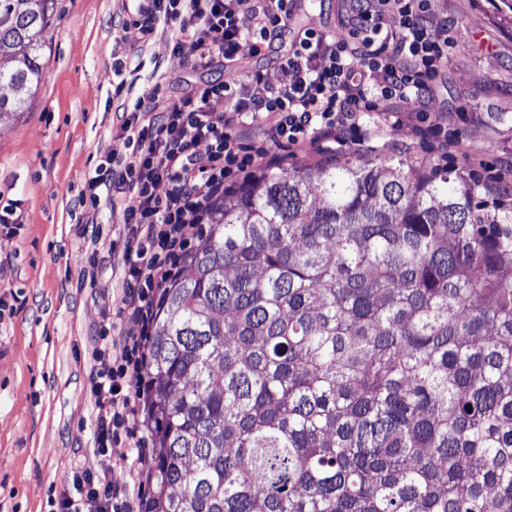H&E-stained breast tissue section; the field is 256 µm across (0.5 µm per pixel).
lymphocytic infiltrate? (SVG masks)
Returning <instances> with one entry per match:
<instances>
[{"mask_svg":"<svg viewBox=\"0 0 512 512\" xmlns=\"http://www.w3.org/2000/svg\"><path fill=\"white\" fill-rule=\"evenodd\" d=\"M287 0H148L143 28L175 29L191 39L197 60L234 59L242 40L257 38L270 47L284 29ZM394 27H386V16ZM350 40L304 33L279 67L283 81L272 87L253 77L247 82L208 85L192 98L159 103L157 92L139 97L122 130L132 150L128 156L106 157L111 183L91 178L93 200L123 197L125 238L115 265L124 284L123 304L140 320L152 313L153 290L170 274L189 244V231L224 191L226 178L258 162L241 142L244 125L263 114L275 115L267 137L271 148L309 142L340 144L349 129L374 132L368 122L379 104L392 101L401 111H421L448 57L447 32L428 25L425 0H354L348 17ZM230 101L216 111L218 100ZM206 144L207 159L196 149ZM167 183L166 195L156 188ZM91 358V386L97 397L94 437L97 447L111 451L127 431L126 408L141 379V345L130 339L117 344L99 337ZM133 455H120L121 475L134 478L149 469L153 457L144 440L133 441ZM120 475V477H121ZM74 470L64 480L56 512H135L127 482Z\"/></svg>","mask_w":512,"mask_h":512,"instance_id":"f902f5d3","label":"lymphocytic infiltrate"}]
</instances>
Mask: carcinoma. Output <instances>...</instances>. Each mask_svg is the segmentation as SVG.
Returning a JSON list of instances; mask_svg holds the SVG:
<instances>
[{
    "instance_id": "carcinoma-1",
    "label": "carcinoma",
    "mask_w": 512,
    "mask_h": 512,
    "mask_svg": "<svg viewBox=\"0 0 512 512\" xmlns=\"http://www.w3.org/2000/svg\"><path fill=\"white\" fill-rule=\"evenodd\" d=\"M55 0H0V116ZM156 297L143 512H512V201L394 157L268 168Z\"/></svg>"
}]
</instances>
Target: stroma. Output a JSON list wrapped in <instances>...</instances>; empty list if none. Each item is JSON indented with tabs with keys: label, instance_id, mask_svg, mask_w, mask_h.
Here are the masks:
<instances>
[{
	"label": "stroma",
	"instance_id": "35a3bbf8",
	"mask_svg": "<svg viewBox=\"0 0 512 512\" xmlns=\"http://www.w3.org/2000/svg\"><path fill=\"white\" fill-rule=\"evenodd\" d=\"M348 9L347 0H295L274 51L254 52L247 39L235 62L201 68L191 42L174 48L172 30L142 33L135 0H57L45 79L23 118L0 116V212H13L0 226V512H52L67 473H112L122 452L94 443L89 352L100 331L120 343L136 327L121 279L99 292L84 286L80 254L92 233L124 238V202L96 205L87 190L105 156L130 151L123 107L155 88L172 101L256 74L278 85L274 56L307 31L347 36ZM428 17L462 36L423 115L382 125L377 154L434 161L431 144L449 139L452 165L512 167V10L502 0H430ZM120 82L128 91L117 98ZM423 120L434 127L425 137Z\"/></svg>",
	"mask_w": 512,
	"mask_h": 512
}]
</instances>
